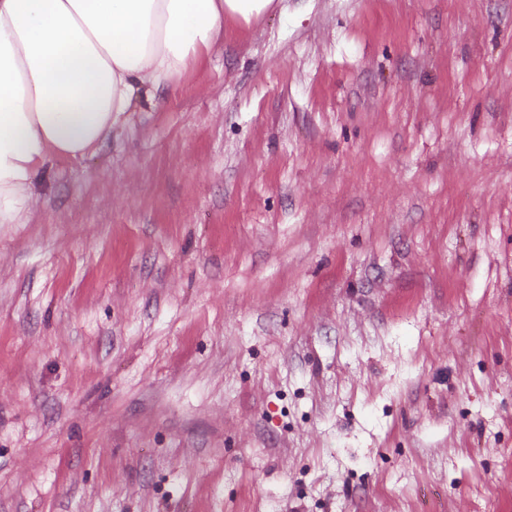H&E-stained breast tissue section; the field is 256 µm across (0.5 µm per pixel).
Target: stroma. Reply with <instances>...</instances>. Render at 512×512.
<instances>
[{"mask_svg":"<svg viewBox=\"0 0 512 512\" xmlns=\"http://www.w3.org/2000/svg\"><path fill=\"white\" fill-rule=\"evenodd\" d=\"M0 225V512H512V0H275Z\"/></svg>","mask_w":512,"mask_h":512,"instance_id":"35a3bbf8","label":"stroma"}]
</instances>
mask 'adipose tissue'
Returning a JSON list of instances; mask_svg holds the SVG:
<instances>
[{"mask_svg": "<svg viewBox=\"0 0 512 512\" xmlns=\"http://www.w3.org/2000/svg\"><path fill=\"white\" fill-rule=\"evenodd\" d=\"M274 0H0V224L27 223L40 174L81 159L176 83L233 20Z\"/></svg>", "mask_w": 512, "mask_h": 512, "instance_id": "obj_1", "label": "adipose tissue"}]
</instances>
